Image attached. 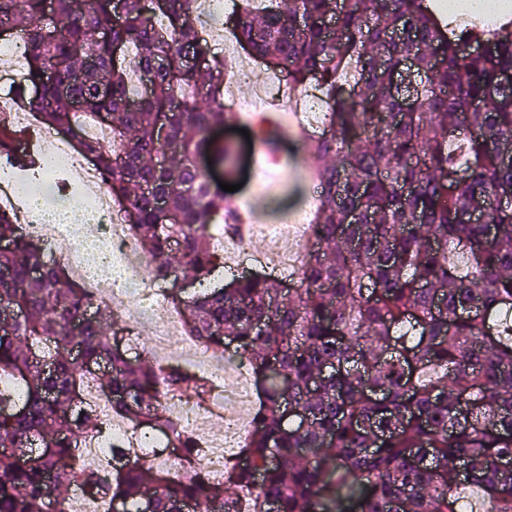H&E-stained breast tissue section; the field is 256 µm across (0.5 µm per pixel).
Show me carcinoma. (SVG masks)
Returning <instances> with one entry per match:
<instances>
[{
  "mask_svg": "<svg viewBox=\"0 0 512 512\" xmlns=\"http://www.w3.org/2000/svg\"><path fill=\"white\" fill-rule=\"evenodd\" d=\"M54 2L50 26L44 0H0V31L25 43L32 126L101 172L150 279L171 283L166 303L188 335L234 345L256 403L239 460L221 481L201 474L166 395L200 397L208 380L129 359L131 329L0 208V304L23 311L0 316V512H67L76 485L123 512H462L470 496L512 512V19L461 28L429 0H243L225 19L243 53L297 91L316 82L325 121L307 146L317 209L296 276L218 287L213 238L238 223L204 163L232 168L237 153L210 137L229 120L226 69L198 0H122L120 23L114 0ZM410 56L411 101L398 90ZM255 137L273 150L279 127ZM2 164H43L4 117ZM92 385L112 415L163 432L193 475L148 459L87 468Z\"/></svg>",
  "mask_w": 512,
  "mask_h": 512,
  "instance_id": "1",
  "label": "carcinoma"
}]
</instances>
